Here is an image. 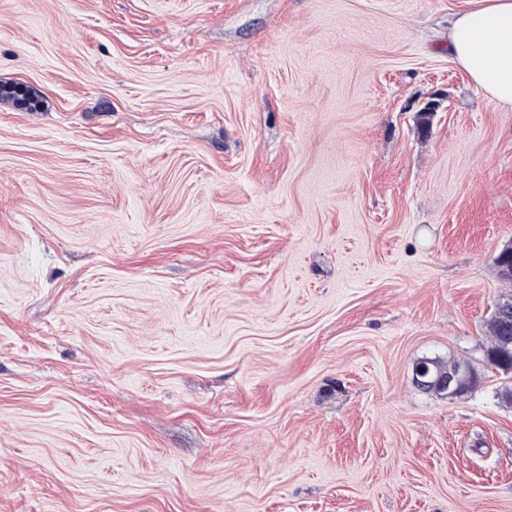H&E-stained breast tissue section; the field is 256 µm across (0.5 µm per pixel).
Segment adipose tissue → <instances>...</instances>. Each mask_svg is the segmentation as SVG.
I'll use <instances>...</instances> for the list:
<instances>
[{"label":"adipose tissue","mask_w":512,"mask_h":512,"mask_svg":"<svg viewBox=\"0 0 512 512\" xmlns=\"http://www.w3.org/2000/svg\"><path fill=\"white\" fill-rule=\"evenodd\" d=\"M455 61L498 107L512 109V0L489 4L450 20Z\"/></svg>","instance_id":"adipose-tissue-1"}]
</instances>
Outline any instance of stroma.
Listing matches in <instances>:
<instances>
[{
    "mask_svg": "<svg viewBox=\"0 0 512 512\" xmlns=\"http://www.w3.org/2000/svg\"><path fill=\"white\" fill-rule=\"evenodd\" d=\"M475 4L0 0V512H512ZM423 363H428L429 367L433 371L437 370L439 372H448L449 368L453 371L460 372L461 384L459 386V389L453 395L448 396H460L476 388L478 382L477 372L475 368L467 362L449 360L448 363H441L437 359L425 358L421 360L419 363H417L415 367H418L420 364ZM436 379L441 386L448 388L449 393H453L457 390V378L455 374L451 372H448V374L439 373L437 374Z\"/></svg>",
    "mask_w": 512,
    "mask_h": 512,
    "instance_id": "stroma-1",
    "label": "stroma"
}]
</instances>
